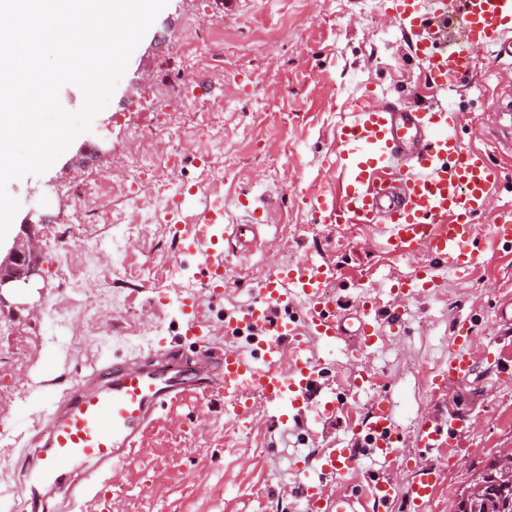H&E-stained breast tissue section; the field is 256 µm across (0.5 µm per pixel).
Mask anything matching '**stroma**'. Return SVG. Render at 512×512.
<instances>
[{
	"label": "stroma",
	"instance_id": "stroma-1",
	"mask_svg": "<svg viewBox=\"0 0 512 512\" xmlns=\"http://www.w3.org/2000/svg\"><path fill=\"white\" fill-rule=\"evenodd\" d=\"M388 0H168L130 56L108 106L93 120L90 132L78 136L70 156L39 175L13 180L9 193L20 202L10 237L32 236L41 253V273L30 284L10 291V307L0 310V428L10 431V445L0 444V512H25L27 487L19 482L25 454L55 403L82 382L93 368L114 358L148 355L158 342L180 348L187 357L223 352L238 344L225 334L227 314L248 304L276 270L304 256L336 266L334 288L344 307L371 294L379 306L393 298L388 283L411 275L414 258L389 254L376 245L374 227L339 235L313 222L309 199L337 189L336 121L342 109L364 94L377 102L417 106L455 104L475 115L502 114L512 128V61L496 59L492 50L477 54L473 75L457 89L437 92L425 82L423 63L411 55L402 32L390 24ZM222 22L235 39L238 73L216 66L186 69L175 51L186 20ZM196 85L187 111L161 114L148 108L142 81ZM223 99L224 123L215 162L226 163L224 208L241 218L238 196L249 193L272 207L262 236L268 247L238 253L224 243L225 272L231 282L222 297L211 298L203 286L200 258L172 255L173 233L166 224H146L136 231L128 250L132 266L157 267V279H143L123 289V309H116L104 289L112 275L113 228L86 224L84 208L69 193L72 183L89 174L116 171L141 145L133 136L144 123L182 133L194 113L212 99ZM74 224L80 240L100 243L95 277L82 288L89 314L68 303L69 291L56 273L58 231ZM184 265L190 278L171 279L172 261ZM197 294L199 316L210 324L204 340L185 336L184 315L174 300L179 292ZM401 334L384 335L353 362L348 342L319 350L323 386L341 406L319 425L296 414H281L256 404L253 431L241 433L228 400L235 389H209L161 411L127 463L100 483L112 512H304L302 502L280 496L292 477L297 456H309L340 445H354L352 414H365L372 396H389L394 419L404 435L401 458L411 467L437 463L438 454L423 455L415 440L421 422L458 412L466 426L456 436L458 454L442 470L440 488L426 512H448L472 477L506 448H512V374L478 367L468 382L435 391L429 376L448 364L451 326L470 318L479 341L498 340L512 359V252L488 250L462 279L447 277L428 297L405 303ZM74 321V344L61 352L43 343L49 313ZM110 324L118 333L97 335ZM29 359L17 365L16 353ZM369 383L356 388L355 371Z\"/></svg>",
	"mask_w": 512,
	"mask_h": 512
}]
</instances>
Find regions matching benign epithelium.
Wrapping results in <instances>:
<instances>
[{
  "label": "benign epithelium",
  "instance_id": "1",
  "mask_svg": "<svg viewBox=\"0 0 512 512\" xmlns=\"http://www.w3.org/2000/svg\"><path fill=\"white\" fill-rule=\"evenodd\" d=\"M39 274L37 245L30 237H18L7 254L0 257V307L7 305L3 290L19 283L27 284ZM512 448L503 450L490 466L477 473L461 491L450 512H502L512 501Z\"/></svg>",
  "mask_w": 512,
  "mask_h": 512
}]
</instances>
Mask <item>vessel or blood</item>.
Masks as SVG:
<instances>
[{
  "label": "vessel or blood",
  "mask_w": 512,
  "mask_h": 512,
  "mask_svg": "<svg viewBox=\"0 0 512 512\" xmlns=\"http://www.w3.org/2000/svg\"><path fill=\"white\" fill-rule=\"evenodd\" d=\"M389 12L437 90L458 87L469 78L480 49L512 59V0H391ZM464 124L463 112L452 105L399 110L376 107L367 97L341 116L336 131L340 189L314 196L311 211L319 223L335 229L374 226L387 252L421 257L415 275L391 287L394 303L386 314L363 298L355 329L347 331L337 316L341 301L329 290L335 265L309 257L279 270L247 306L225 317V332L246 343L226 348L223 358L190 359L176 347L161 348L148 358L104 363L68 392L62 408L48 418L42 450L30 463L37 480L69 501L75 512H86L94 495L80 465L115 469L139 447L159 410L214 386L246 384L238 398L243 413L258 400L300 414L313 411L321 418L334 413L339 403L324 394L321 361L300 333L333 345L350 332L356 352H363L377 343L382 326L403 328L406 299L431 294L440 272L471 271L485 252L475 218L500 194L505 175L489 153L463 142L459 131ZM239 205L248 215L241 224L225 223L221 205L205 207L187 244L188 251L203 257L206 286L215 294L227 286L222 240H235L240 252H249L266 221L265 209L251 199L241 198ZM490 237L496 247L512 250L511 214L491 225ZM451 341L448 366L434 377L435 385L466 380L477 360L499 363L492 345L476 348L469 320L456 322ZM464 425L463 418L453 416L447 425L421 427L416 440L419 447L440 448L445 432ZM360 430L366 454L397 462L402 436L386 398L374 400ZM357 462L355 449L336 448L319 458L318 468L322 476L337 477ZM308 468L302 461L293 465L291 486L306 512H361L359 494L327 496ZM438 480V469L428 466L403 485L391 478L373 480L371 496L378 508L401 498L408 512H425Z\"/></svg>",
  "instance_id": "1"
}]
</instances>
